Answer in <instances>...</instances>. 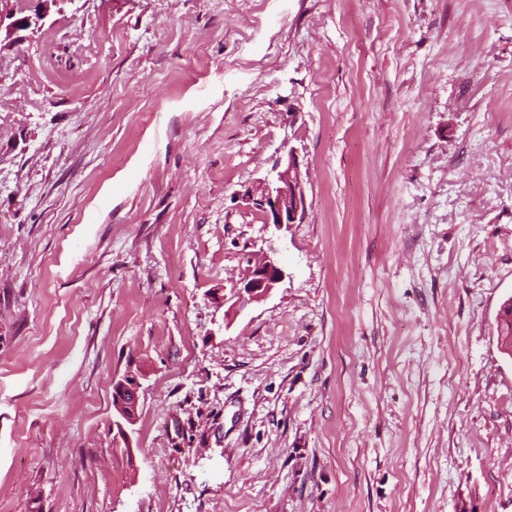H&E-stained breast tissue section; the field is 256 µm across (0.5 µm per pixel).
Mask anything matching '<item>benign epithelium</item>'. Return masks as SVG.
<instances>
[{"label": "benign epithelium", "mask_w": 512, "mask_h": 512, "mask_svg": "<svg viewBox=\"0 0 512 512\" xmlns=\"http://www.w3.org/2000/svg\"><path fill=\"white\" fill-rule=\"evenodd\" d=\"M47 12L37 13L33 17L16 19L4 24L0 16V27H5V39L11 43H20L24 37L19 32L40 27ZM253 203L264 213V223L281 228L288 224L303 222L307 202L300 165L296 150L288 148L285 163H277L272 167L265 182L264 194L253 200ZM284 271L277 260L265 252L250 261L248 278L243 292L251 299H262L282 281ZM141 383L134 373H127L114 381L112 404L119 416L115 421L119 432L129 437L125 426L135 423L137 418Z\"/></svg>", "instance_id": "1"}]
</instances>
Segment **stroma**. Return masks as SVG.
Instances as JSON below:
<instances>
[{
	"instance_id": "obj_1",
	"label": "stroma",
	"mask_w": 512,
	"mask_h": 512,
	"mask_svg": "<svg viewBox=\"0 0 512 512\" xmlns=\"http://www.w3.org/2000/svg\"><path fill=\"white\" fill-rule=\"evenodd\" d=\"M44 7L0 43V512H512V0ZM46 16L47 12L44 11L42 13H36L35 17H24L13 20L5 27V39L14 44L22 42L25 38L19 35V32L28 30L32 26L39 28L43 24L42 21ZM265 181L264 194L259 199L252 198L264 213L265 224L281 228L302 223L307 202L298 156L293 147L288 148L284 165L281 160L274 165ZM270 185L274 187L271 189ZM284 271L277 260L265 252L250 261L248 278L243 286V292L250 299H262L282 281ZM141 383L135 373H127L113 383L112 404L120 420L115 421L119 432L127 436L124 424L133 425L137 418Z\"/></svg>"
}]
</instances>
